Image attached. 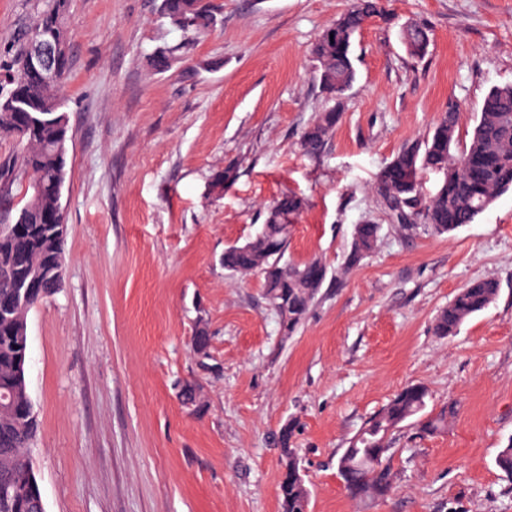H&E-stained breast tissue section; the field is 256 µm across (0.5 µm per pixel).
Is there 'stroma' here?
Wrapping results in <instances>:
<instances>
[{"label": "stroma", "mask_w": 512, "mask_h": 512, "mask_svg": "<svg viewBox=\"0 0 512 512\" xmlns=\"http://www.w3.org/2000/svg\"><path fill=\"white\" fill-rule=\"evenodd\" d=\"M160 0H68L69 140L61 288L29 313L31 456L46 512H281L277 438L289 428L310 512H512L495 458L512 440V191L442 236L400 232L374 185L449 100L472 130L484 95L512 84V0H383L354 43L357 80L325 151L299 146L325 106L309 50L350 0H213L216 27L164 73L179 44ZM50 0H0V54ZM430 26L423 59L401 40ZM234 165V182L213 178ZM294 192L309 206L287 256L321 258L330 281L293 336L260 275L229 276L224 249ZM381 224L345 268L353 227ZM500 294L448 338L433 321L470 281ZM210 336L194 353L198 324ZM194 382L204 406L182 404ZM427 408L456 402L446 432L394 436L392 494L363 504L336 459L411 383Z\"/></svg>", "instance_id": "obj_1"}]
</instances>
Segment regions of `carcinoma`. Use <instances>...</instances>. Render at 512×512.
<instances>
[{
  "label": "carcinoma",
  "instance_id": "1",
  "mask_svg": "<svg viewBox=\"0 0 512 512\" xmlns=\"http://www.w3.org/2000/svg\"><path fill=\"white\" fill-rule=\"evenodd\" d=\"M68 0H53L39 14L32 31L43 38L58 40L66 48L69 34ZM382 12L380 0H353L336 21L325 28L310 49L315 74L327 100L326 108L306 127L301 138L303 152L318 157L324 151L342 116L346 93L356 79L352 57L354 37L367 21ZM162 18L190 37L217 23V6L212 0H161ZM408 54L426 55L430 43L423 25L402 29ZM157 73L171 68L173 50L156 47L147 59ZM60 77L45 83L36 77L10 79L13 95L20 97L26 110L16 112L0 106V137H14L22 152L11 165L0 166V192L8 193L19 174L29 176L31 195L19 213L18 230L9 235L0 232V302H15L10 311L0 310V393H12V402L0 409V512H37L41 489L36 475L29 474L28 454L34 446L38 423L28 392L25 366L19 340L23 336L27 313L44 298L54 294L63 274L59 260L64 257L67 224L64 211L56 223H44L45 210L56 206L58 188L67 176L68 121L63 83L68 70V56L59 61ZM459 110L453 106L442 114L422 138L405 145L389 162L393 169L416 173L406 183L378 178L375 190L381 208L393 224L408 234H449L473 223L502 193L512 189V84L492 87L476 112L469 140L458 138ZM486 155L496 167L474 183L464 168L467 156ZM434 170L444 180L432 194L424 191L420 174ZM307 200L295 193H284L264 212V221L256 234L242 244L224 249V270L231 275L259 273L270 305L279 318L283 335L292 336L303 325L310 308L323 287L327 268L319 259L305 262L284 260L288 251L291 219L303 211ZM381 225L371 221L354 226L346 266L359 264L377 246ZM30 268L41 282L26 299H16L18 279L15 271ZM500 283L492 277L472 280L459 290L448 306L435 318L434 331L452 336L470 317L485 311L498 298ZM430 397L423 384H410L398 391L377 413L365 422L336 460L337 473L348 495L362 489L370 499H384L393 489L394 477L387 462L392 435L413 421L421 434H433L448 428L457 413L450 402L437 413L425 412ZM281 467L299 462L291 448V433L283 428L278 436ZM495 464L505 477L512 479V439L498 453ZM277 497L282 512H306L310 493L293 475L279 479Z\"/></svg>",
  "mask_w": 512,
  "mask_h": 512
}]
</instances>
